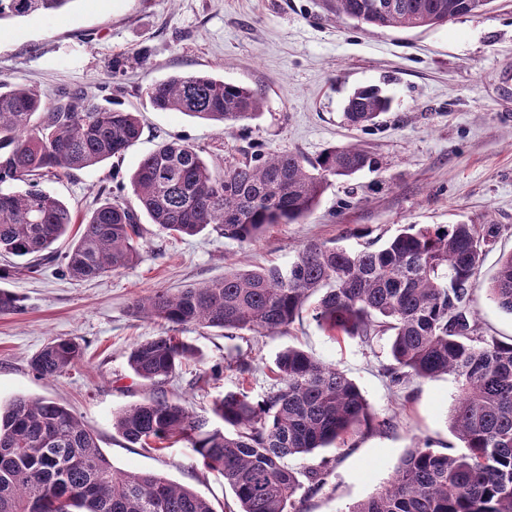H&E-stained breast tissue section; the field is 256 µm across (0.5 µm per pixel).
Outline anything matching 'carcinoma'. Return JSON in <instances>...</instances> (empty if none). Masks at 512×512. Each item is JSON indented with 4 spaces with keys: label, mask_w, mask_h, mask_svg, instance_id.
Instances as JSON below:
<instances>
[{
    "label": "carcinoma",
    "mask_w": 512,
    "mask_h": 512,
    "mask_svg": "<svg viewBox=\"0 0 512 512\" xmlns=\"http://www.w3.org/2000/svg\"><path fill=\"white\" fill-rule=\"evenodd\" d=\"M72 0H0V20L53 13ZM327 11L376 27H434L483 10L485 0H325ZM154 109L181 112L218 126L259 115L262 95L195 73L152 83ZM375 85L357 89L347 122L366 129L389 111ZM142 135L133 112L92 101L81 88L45 103L37 91L0 80V255L50 260L51 246L78 230L64 256V275L88 281L135 264L140 213L159 230L193 236L206 228L251 243L275 224L313 211L333 179L371 169L375 159L357 145L330 147L311 161L294 153L252 155L212 169L202 150L161 143L130 176L137 205L112 192L82 219L41 181L121 158ZM500 235L497 224H409L382 246L351 251L309 242L283 268L237 271L176 293L156 290L129 307L135 318L173 325L283 334L316 297L313 319L336 336L370 340L391 333L396 386L442 374L460 394L452 428L468 452L449 456L430 446L410 449L377 495L350 512H512V343L488 340L470 311L483 256ZM485 289L512 314V253ZM78 342L56 338L30 362L44 379L64 374L81 356ZM196 348L175 336L136 343L133 375L153 388L112 419L129 443H187L196 460L217 471L239 512H294L303 488L288 459L345 443L365 426L382 430L358 387L333 364L288 346L276 356L275 385L262 399L245 390L253 366L239 356L226 369L236 388L213 402L214 424L167 396L165 384ZM0 512H214L208 499L161 474L116 472L93 432L47 398L14 397L0 408Z\"/></svg>",
    "instance_id": "1"
}]
</instances>
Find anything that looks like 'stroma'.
Here are the masks:
<instances>
[{"instance_id": "35a3bbf8", "label": "stroma", "mask_w": 512, "mask_h": 512, "mask_svg": "<svg viewBox=\"0 0 512 512\" xmlns=\"http://www.w3.org/2000/svg\"><path fill=\"white\" fill-rule=\"evenodd\" d=\"M122 74L107 81L112 63ZM203 73L259 90L260 114L245 126L222 129L179 112L155 110L146 94L154 81ZM0 79L34 88L50 102L66 88H84L95 102L137 113L143 133L118 159L45 180L43 186L75 214L128 181L139 160L159 143L181 140L221 166L245 155L297 152L316 158L333 146L358 144L378 167L332 181L316 209L296 224H278L245 245L204 230L189 238L144 224L140 260L109 275L76 282L60 263L25 276L10 272L0 289L18 298L0 313V403L17 395L47 397L93 430L114 470L155 472L206 496L215 512L239 505L218 473L197 464L178 443L144 450L112 427L113 413L148 397L127 355L166 327L130 315L132 302L157 289H177L236 270L288 265L311 241L357 250L382 245L406 224H497L501 233L480 266V280L512 252V0L492 10L430 28H386L339 21L322 0H73L52 15L0 21ZM375 84L392 107L375 126L344 119L346 98ZM471 311L483 335L512 343V314L486 289H475ZM199 351L167 387L196 414L211 416L214 400L235 387L226 370L243 355L254 366L247 388L261 398L273 384L270 369L286 346L335 364L359 387L371 411L390 420L384 431L358 430L345 444L289 458L298 474L324 473L301 490L297 512H349L376 495L409 449L430 446L453 456L465 448L451 426L459 395L454 376L393 385L389 336L336 341L303 309L288 332L261 335L193 325L172 330ZM74 338L80 359L61 377H38L31 359L52 339ZM217 382H205L214 366Z\"/></svg>"}]
</instances>
